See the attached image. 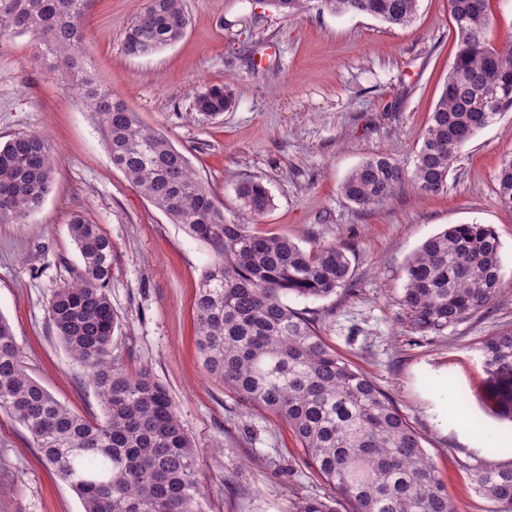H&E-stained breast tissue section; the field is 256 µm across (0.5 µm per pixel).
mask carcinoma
<instances>
[{
	"instance_id": "carcinoma-1",
	"label": "carcinoma",
	"mask_w": 512,
	"mask_h": 512,
	"mask_svg": "<svg viewBox=\"0 0 512 512\" xmlns=\"http://www.w3.org/2000/svg\"><path fill=\"white\" fill-rule=\"evenodd\" d=\"M310 0H269L285 15ZM488 0H448L458 33L456 58L416 152L413 169L388 156L363 161L340 184L361 209L390 200L411 182L438 193L461 149L497 116L512 110V42L489 44ZM87 0H0V35L30 34L55 59L60 80L81 88L80 105L98 122L112 157L141 194L211 253L196 299V344L206 371L243 401L288 424L312 466L353 512H457L437 466L392 400L336 354L313 322L288 306L290 296L326 298L351 285L346 250L332 243L302 248L231 221L187 157L82 68ZM337 14H366L393 26L413 21L418 0H321ZM183 0H146L125 31L124 52L156 53L180 40ZM231 103L222 85L193 100L221 114ZM56 158L39 133L0 145V222L20 223L51 191ZM496 196L512 212V155L496 174ZM244 214L260 218L273 198L259 180L237 188ZM70 236L82 260L79 276L54 288L52 330L72 357L89 367L101 415L71 412L31 377L8 320L0 314V411L19 422L52 470L77 494L83 512H205L196 443L167 388L151 372L112 366L118 315L112 308V240L98 225L72 217ZM500 242L484 224H452L407 263L402 306L413 332L440 335L489 305L500 284ZM486 395L512 421V329L480 347ZM476 493L498 512H512V467L472 475ZM295 512H336V500L304 499Z\"/></svg>"
}]
</instances>
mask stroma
<instances>
[{"label": "stroma", "instance_id": "obj_1", "mask_svg": "<svg viewBox=\"0 0 512 512\" xmlns=\"http://www.w3.org/2000/svg\"><path fill=\"white\" fill-rule=\"evenodd\" d=\"M144 0H89L83 61L97 83L165 135L211 187L228 219L236 188L261 181L274 205L256 232L303 248H346L351 285L323 298L289 297L325 342L400 408L437 464L458 512H496L471 487L474 470L512 466V422L487 407L479 348L512 328V212L494 177L512 154V112L461 150L443 192L403 183L362 210L340 192L363 160L412 168L456 52L448 0H419L415 20L392 26L335 15L319 0L286 17L263 0H184L189 25L175 44L143 57L122 49ZM252 16V28L241 20ZM221 85V115L192 100ZM40 133L58 156L52 190L20 223H0V314L27 371L75 413H100L91 375L56 338L48 300L74 280L73 215L112 240L110 298L120 326L112 362L150 370L168 389L197 445L209 512H294L331 496L288 425L250 407L207 373L195 345V299L207 248L171 223L112 164L95 116L79 105L28 35L0 37V144ZM492 225L501 244L500 291L438 336L411 331L401 304L410 256L451 224ZM0 512H82L77 495L42 463L26 429L0 413Z\"/></svg>", "mask_w": 512, "mask_h": 512}]
</instances>
